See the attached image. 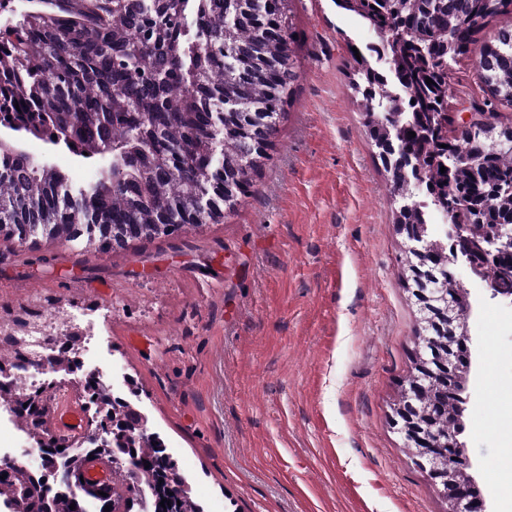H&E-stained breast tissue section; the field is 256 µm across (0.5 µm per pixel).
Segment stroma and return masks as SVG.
Instances as JSON below:
<instances>
[{
  "label": "stroma",
  "mask_w": 512,
  "mask_h": 512,
  "mask_svg": "<svg viewBox=\"0 0 512 512\" xmlns=\"http://www.w3.org/2000/svg\"><path fill=\"white\" fill-rule=\"evenodd\" d=\"M300 78L255 191L216 224L101 252L86 239L0 236V362L33 346L25 325L77 326L80 376L146 415L203 512H448L395 410L423 320L409 242L349 86V45L374 35L334 0H295ZM476 54L450 63L448 110L481 100ZM86 185L87 160L26 136ZM469 366L464 430L488 512H512V304L464 264ZM0 445L42 469L40 430L0 397Z\"/></svg>",
  "instance_id": "obj_1"
}]
</instances>
